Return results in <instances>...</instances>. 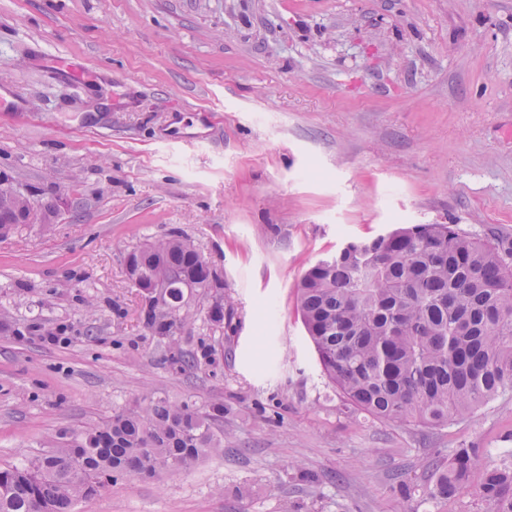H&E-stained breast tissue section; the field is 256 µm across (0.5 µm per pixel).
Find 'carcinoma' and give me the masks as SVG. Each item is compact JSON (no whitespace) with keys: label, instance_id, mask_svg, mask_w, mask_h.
Listing matches in <instances>:
<instances>
[{"label":"carcinoma","instance_id":"obj_1","mask_svg":"<svg viewBox=\"0 0 512 512\" xmlns=\"http://www.w3.org/2000/svg\"><path fill=\"white\" fill-rule=\"evenodd\" d=\"M205 262L176 233L128 252L148 332L170 338L191 320L150 302L159 278L175 307L188 284L222 293ZM296 302L322 372L353 416L438 427L512 392L511 239L413 224L350 241L305 271ZM223 420L222 406L150 396L100 426L61 431L45 463L0 468V512H73L124 476L152 478L173 461L189 470L222 450L215 426ZM478 455L462 447L439 463L429 496L465 492ZM473 494L480 512H512L511 454L485 467Z\"/></svg>","mask_w":512,"mask_h":512}]
</instances>
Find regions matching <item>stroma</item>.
<instances>
[{"mask_svg":"<svg viewBox=\"0 0 512 512\" xmlns=\"http://www.w3.org/2000/svg\"><path fill=\"white\" fill-rule=\"evenodd\" d=\"M1 176L38 213L0 239L1 466L155 394L223 405V451L74 512H478L426 489L456 448L512 452V394L437 428L349 415L295 289L404 225L512 237V0H0ZM175 230L224 324L191 295L171 344L125 256Z\"/></svg>","mask_w":512,"mask_h":512,"instance_id":"35a3bbf8","label":"stroma"}]
</instances>
